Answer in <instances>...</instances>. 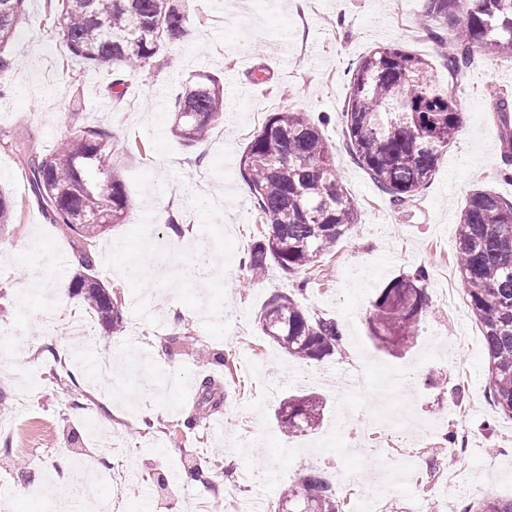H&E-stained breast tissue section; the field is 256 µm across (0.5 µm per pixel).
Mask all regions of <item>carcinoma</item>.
Here are the masks:
<instances>
[{"instance_id":"obj_1","label":"carcinoma","mask_w":512,"mask_h":512,"mask_svg":"<svg viewBox=\"0 0 512 512\" xmlns=\"http://www.w3.org/2000/svg\"><path fill=\"white\" fill-rule=\"evenodd\" d=\"M58 36L76 58L111 77L120 95L124 80L112 77L159 62L164 47L180 41L190 21V0H47ZM26 0H0V50L13 40ZM431 39L441 48L448 75L460 74L478 52L512 59V0H425ZM424 58L400 47H379L352 70L343 112L345 148L396 206L412 201L431 180L462 126L456 97ZM502 125L499 171L512 169V94L495 102ZM171 131L190 147L224 116V86L199 73L187 82L171 109ZM31 191L49 224L65 227L86 250L77 260L74 293L92 309L106 333L123 328L118 298L92 271L89 241L120 223L128 207L116 174L112 134L83 127L43 153L16 146ZM242 174L254 206L269 224L246 263L254 275L269 263L294 275L314 266L354 228L357 208L338 178L335 147L320 125L303 113L272 112L253 134L241 157ZM14 202L0 190V227L13 223ZM456 264L467 306L479 322L488 357L490 400L512 417V200L474 190L457 226ZM428 273L420 267L391 279L369 312L371 336L398 350L411 342L430 309ZM264 336L287 355L320 361L342 341L336 320L308 315L294 294L274 293L258 315ZM325 404L315 393L290 395L275 411L289 438L320 424ZM274 512H340L329 481L306 469L283 489ZM464 512H512V498H485Z\"/></svg>"}]
</instances>
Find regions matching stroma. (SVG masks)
<instances>
[{
    "label": "stroma",
    "instance_id": "1",
    "mask_svg": "<svg viewBox=\"0 0 512 512\" xmlns=\"http://www.w3.org/2000/svg\"><path fill=\"white\" fill-rule=\"evenodd\" d=\"M425 0H193L196 41L168 46L157 67L127 72L125 93L68 51L46 0H28L0 72V188L17 205L0 231V512H39L85 485L84 475L128 467L140 489L115 501L91 492L101 512H247L253 496L274 506L300 470L323 473L342 512H358L370 486L394 469L402 482L382 492L378 512H462L470 500L512 496V418L487 397V357L455 264L456 228L478 187L512 199V179L497 173L500 130L493 94L512 91V60L476 54L449 78L423 21ZM381 46L430 60L446 81L463 124L446 159L413 201L392 205L345 149L342 116L348 72ZM207 71L224 85V119L194 147L170 132L174 97ZM330 117L336 171L360 219L333 253L293 276L269 265L247 288L248 254L267 229L240 157L282 108ZM83 126L109 130L129 205L95 243L94 274L122 302L124 327L104 335L70 288L77 268L67 231L28 201L14 151L18 142L53 150ZM156 267L191 262L205 281L171 286L122 274L129 258ZM425 267L430 311L410 348L393 354L370 336L368 312L379 288ZM276 292L335 319L342 346L322 361L286 356L262 335L257 314ZM95 356L116 365L127 394L90 382L75 361L85 337ZM360 366L373 386L397 381L387 404L351 388ZM161 389L144 424L134 392L142 377ZM210 380L202 396V380ZM315 392L326 401L313 431L285 438L274 412L280 398ZM94 419H87V407ZM194 429H186L188 420ZM207 482L186 480L190 467Z\"/></svg>",
    "mask_w": 512,
    "mask_h": 512
}]
</instances>
